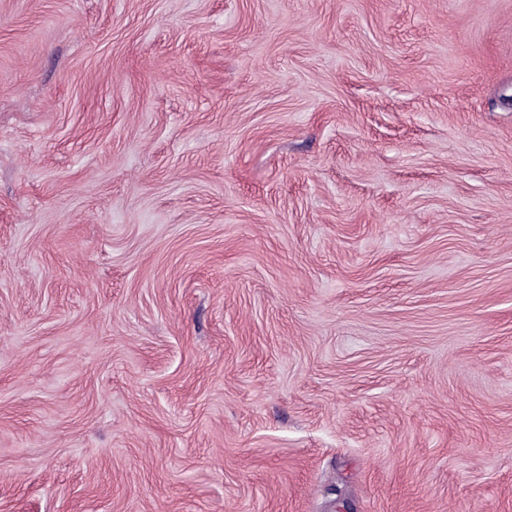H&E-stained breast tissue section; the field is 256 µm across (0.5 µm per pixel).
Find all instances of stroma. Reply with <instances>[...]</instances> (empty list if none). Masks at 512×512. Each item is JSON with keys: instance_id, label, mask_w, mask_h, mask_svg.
Returning a JSON list of instances; mask_svg holds the SVG:
<instances>
[{"instance_id": "stroma-1", "label": "stroma", "mask_w": 512, "mask_h": 512, "mask_svg": "<svg viewBox=\"0 0 512 512\" xmlns=\"http://www.w3.org/2000/svg\"><path fill=\"white\" fill-rule=\"evenodd\" d=\"M0 512H512V0H0Z\"/></svg>"}]
</instances>
